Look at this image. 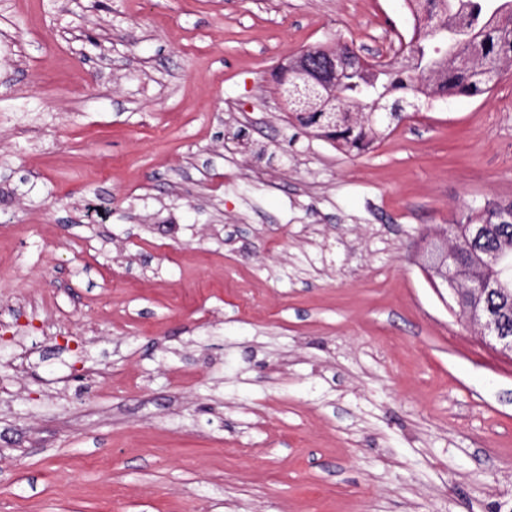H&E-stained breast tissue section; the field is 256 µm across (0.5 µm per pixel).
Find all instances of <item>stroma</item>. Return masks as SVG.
I'll return each mask as SVG.
<instances>
[{
	"label": "stroma",
	"instance_id": "obj_1",
	"mask_svg": "<svg viewBox=\"0 0 512 512\" xmlns=\"http://www.w3.org/2000/svg\"><path fill=\"white\" fill-rule=\"evenodd\" d=\"M404 0H0V512H512V358L423 268L512 198V73L362 154L273 74Z\"/></svg>",
	"mask_w": 512,
	"mask_h": 512
}]
</instances>
